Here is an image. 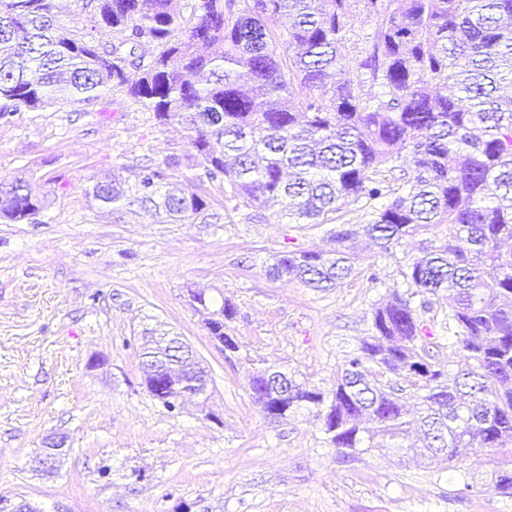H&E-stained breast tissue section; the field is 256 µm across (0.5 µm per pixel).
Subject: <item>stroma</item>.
Segmentation results:
<instances>
[{"label": "stroma", "mask_w": 512, "mask_h": 512, "mask_svg": "<svg viewBox=\"0 0 512 512\" xmlns=\"http://www.w3.org/2000/svg\"><path fill=\"white\" fill-rule=\"evenodd\" d=\"M54 2L59 26L115 43L111 29L91 26L85 0ZM349 13L339 68L380 94L355 67L379 19L363 0H349ZM188 149L182 125L159 126L109 88L89 105L58 96L0 119V180L54 196L30 219L0 218V495L39 512H512V497L492 486H463L489 478L496 461L486 453L462 457L455 474L401 453L344 458L315 412L274 422L250 394L256 359L333 389L345 356L373 333L374 304L406 293L408 263L447 225L387 251L357 236L351 275L322 291L273 278L268 266L277 254L328 248V225L287 223L271 203L243 206L188 165L162 187L206 198L194 223L94 200L97 183H133L141 166ZM194 292L235 305L226 331L236 353L211 338ZM433 302L419 318L441 360L465 369L448 302ZM155 325L209 370L206 404L171 412L148 393L140 337ZM52 433L69 453L49 473L36 454Z\"/></svg>", "instance_id": "35a3bbf8"}]
</instances>
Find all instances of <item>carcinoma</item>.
Segmentation results:
<instances>
[{"instance_id": "obj_1", "label": "carcinoma", "mask_w": 512, "mask_h": 512, "mask_svg": "<svg viewBox=\"0 0 512 512\" xmlns=\"http://www.w3.org/2000/svg\"><path fill=\"white\" fill-rule=\"evenodd\" d=\"M380 18L357 63L385 92L363 93L350 78L336 82L350 27L347 0H189L188 17L171 0H86L90 22L112 29L117 42L99 47L90 34L54 24V0H0V117L43 107L64 85L74 104H89L112 87L154 113L161 125L189 132L201 181L219 182L246 206L276 199L290 224H333L325 251L278 254L269 273L313 288H332L352 271L348 242L363 232L382 250L438 224L445 239L411 259L404 277L415 295L448 296V326L470 363L450 376L431 354L427 330L411 298L376 304L373 334L350 351L336 387L326 394L296 383L288 412L316 410L327 441L343 457L405 450L414 424L428 456L443 469L480 449L512 446V0H364ZM292 19L279 32L283 16ZM144 42L150 58L135 55ZM140 71L132 81L128 68ZM209 71L200 88L194 77ZM430 85L455 89L433 96ZM171 157L136 174L134 191L98 184L94 199L151 204L178 223L207 209L195 191L161 194ZM496 186L487 199L489 185ZM385 198L357 228L336 223L346 206ZM21 179L0 180V217L22 221L48 209ZM154 329L142 339L143 369L167 372V404L186 388L178 338ZM270 368L250 381L255 403L277 399ZM419 401L406 417L405 400ZM512 495V454L491 473Z\"/></svg>"}]
</instances>
